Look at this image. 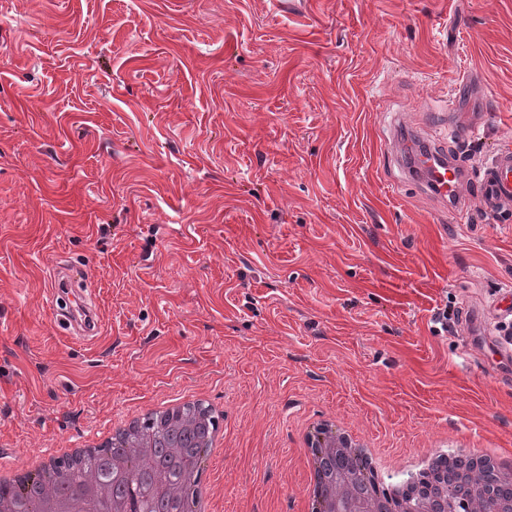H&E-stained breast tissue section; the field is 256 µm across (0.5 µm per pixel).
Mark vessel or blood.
<instances>
[{
	"label": "vessel or blood",
	"instance_id": "vessel-or-blood-1",
	"mask_svg": "<svg viewBox=\"0 0 512 512\" xmlns=\"http://www.w3.org/2000/svg\"><path fill=\"white\" fill-rule=\"evenodd\" d=\"M430 190L443 202L458 219L467 216V197L464 189L474 184L477 197L485 213L494 214L512 207V150L497 152L476 176H469L460 161L443 159L429 165L425 175ZM86 273L80 266L65 264L53 270L54 281L69 284V300L65 313H54L57 328L67 335H92L98 325L96 312L88 303L78 282L85 279ZM512 325V289L497 292L482 308L480 315L474 316L467 324L469 334H488L491 339V354L495 363L512 362V338L499 335L498 330Z\"/></svg>",
	"mask_w": 512,
	"mask_h": 512
}]
</instances>
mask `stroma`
Returning a JSON list of instances; mask_svg holds the SVG:
<instances>
[{"instance_id": "stroma-1", "label": "stroma", "mask_w": 512, "mask_h": 512, "mask_svg": "<svg viewBox=\"0 0 512 512\" xmlns=\"http://www.w3.org/2000/svg\"><path fill=\"white\" fill-rule=\"evenodd\" d=\"M287 2L0 0V454L188 386L229 512H292L310 415L512 455V367L439 322L512 289V212L457 222L402 149H512V0ZM59 260L96 336L51 325Z\"/></svg>"}]
</instances>
